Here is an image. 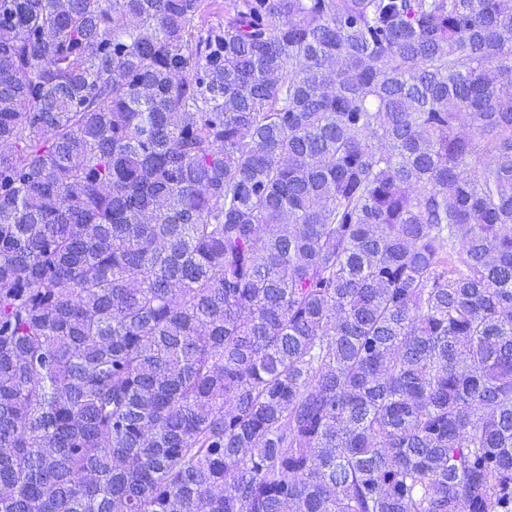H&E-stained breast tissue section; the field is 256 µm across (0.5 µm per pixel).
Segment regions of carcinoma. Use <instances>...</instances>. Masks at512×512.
I'll list each match as a JSON object with an SVG mask.
<instances>
[{"label":"carcinoma","mask_w":512,"mask_h":512,"mask_svg":"<svg viewBox=\"0 0 512 512\" xmlns=\"http://www.w3.org/2000/svg\"><path fill=\"white\" fill-rule=\"evenodd\" d=\"M205 2L0 0V512H512V0Z\"/></svg>","instance_id":"obj_1"}]
</instances>
